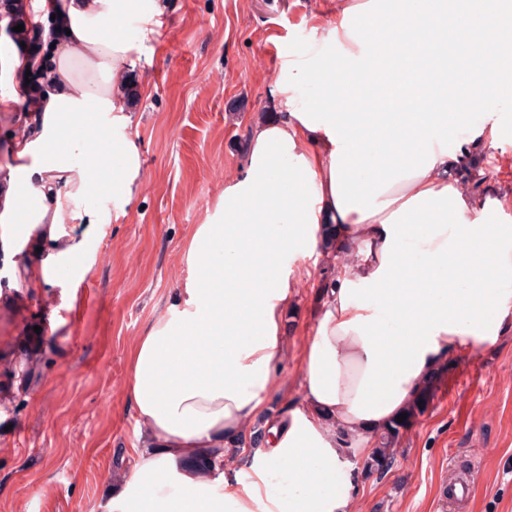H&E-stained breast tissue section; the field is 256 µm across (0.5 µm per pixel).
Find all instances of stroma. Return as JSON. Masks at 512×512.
Masks as SVG:
<instances>
[{
  "label": "stroma",
  "instance_id": "1",
  "mask_svg": "<svg viewBox=\"0 0 512 512\" xmlns=\"http://www.w3.org/2000/svg\"><path fill=\"white\" fill-rule=\"evenodd\" d=\"M169 2L159 36L125 72L140 188L122 217L111 195L93 200L106 222L92 268L69 288H17L12 265L39 259L40 240L0 252V512H100L136 442L128 353L186 278L193 225L241 173L250 119L278 117L284 55L314 43L340 0ZM34 130L0 111V188L15 144ZM344 262L316 253L293 263L273 411L302 401V349ZM348 470L352 512H512V331L462 348L435 374L425 411L383 471L356 457ZM468 470L471 496L445 501L443 484Z\"/></svg>",
  "mask_w": 512,
  "mask_h": 512
}]
</instances>
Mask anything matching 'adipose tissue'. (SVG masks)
Segmentation results:
<instances>
[{"mask_svg": "<svg viewBox=\"0 0 512 512\" xmlns=\"http://www.w3.org/2000/svg\"><path fill=\"white\" fill-rule=\"evenodd\" d=\"M32 19L57 13L70 34L40 103L38 130L19 142L0 209V244L20 250L16 225L47 246L20 264L26 286H61L92 266L100 217L90 199L131 205L141 178L124 73L167 0H31ZM277 119H255L240 175L185 244L189 274L165 316L129 355L137 417L134 464L111 484L103 512H349L348 456L363 459L465 339L494 342L512 319V224L495 223L512 194L476 204L475 146L503 143L497 120L474 141L436 154L428 173L399 181L371 217L340 213L324 130L294 116L300 97L276 95ZM87 116L83 136L70 127ZM470 170L471 181L459 174ZM352 258L325 289L302 350L300 406L273 414L266 399L287 351L290 261L320 246ZM265 446L240 453L254 423ZM214 457L210 476L186 465ZM286 478V486L275 478Z\"/></svg>", "mask_w": 512, "mask_h": 512, "instance_id": "obj_1", "label": "adipose tissue"}]
</instances>
